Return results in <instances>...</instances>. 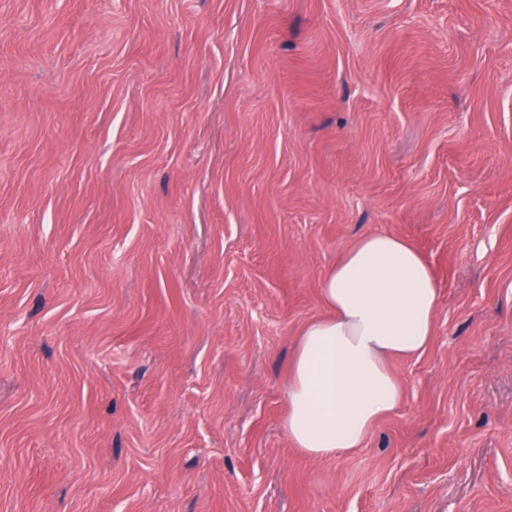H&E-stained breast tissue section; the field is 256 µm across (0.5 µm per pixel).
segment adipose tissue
I'll return each instance as SVG.
<instances>
[{
  "label": "adipose tissue",
  "mask_w": 512,
  "mask_h": 512,
  "mask_svg": "<svg viewBox=\"0 0 512 512\" xmlns=\"http://www.w3.org/2000/svg\"><path fill=\"white\" fill-rule=\"evenodd\" d=\"M322 295L330 314L300 333L284 428L295 448L329 459L361 448L399 406L391 363L430 346L439 288L409 241L371 232L326 272Z\"/></svg>",
  "instance_id": "adipose-tissue-1"
}]
</instances>
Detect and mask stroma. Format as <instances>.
<instances>
[{"mask_svg":"<svg viewBox=\"0 0 512 512\" xmlns=\"http://www.w3.org/2000/svg\"><path fill=\"white\" fill-rule=\"evenodd\" d=\"M375 231L435 335L313 458L294 349ZM0 512H512V0H0Z\"/></svg>","mask_w":512,"mask_h":512,"instance_id":"stroma-1","label":"stroma"}]
</instances>
